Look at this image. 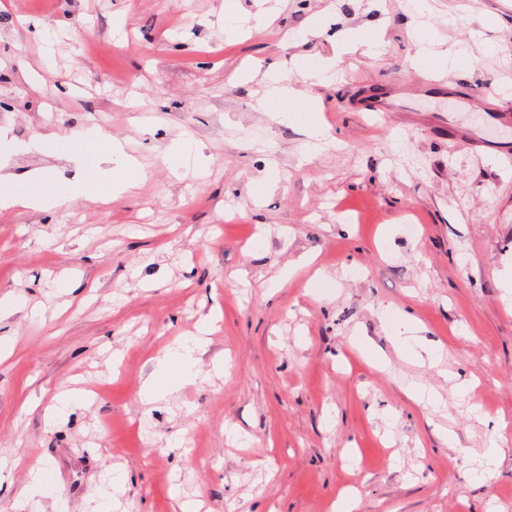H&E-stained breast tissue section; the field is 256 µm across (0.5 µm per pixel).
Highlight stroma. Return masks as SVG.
<instances>
[{
	"label": "stroma",
	"instance_id": "1",
	"mask_svg": "<svg viewBox=\"0 0 512 512\" xmlns=\"http://www.w3.org/2000/svg\"><path fill=\"white\" fill-rule=\"evenodd\" d=\"M426 3L475 69L417 63ZM268 7L255 29L222 0H0V160L70 178L96 127L143 172L109 202L0 212V512L38 480L39 512H96L116 470L117 512H512V0ZM339 30L384 53L316 80ZM280 79L320 108L273 119ZM307 121L334 146L307 153ZM186 134L203 179L167 155ZM210 319L197 378L142 406Z\"/></svg>",
	"mask_w": 512,
	"mask_h": 512
}]
</instances>
